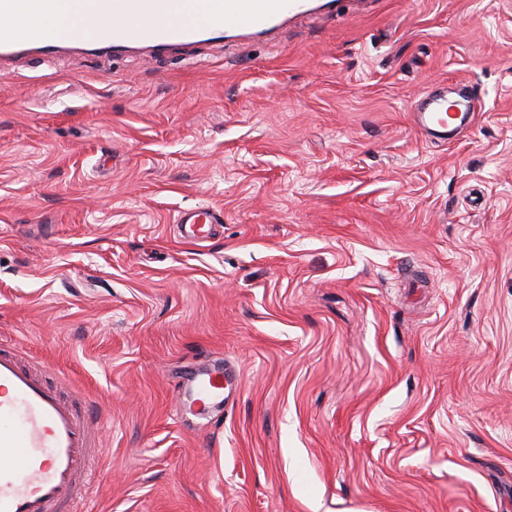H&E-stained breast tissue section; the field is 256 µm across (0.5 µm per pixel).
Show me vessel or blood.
Returning a JSON list of instances; mask_svg holds the SVG:
<instances>
[{
  "label": "vessel or blood",
  "instance_id": "obj_1",
  "mask_svg": "<svg viewBox=\"0 0 512 512\" xmlns=\"http://www.w3.org/2000/svg\"><path fill=\"white\" fill-rule=\"evenodd\" d=\"M53 0H0V14L25 13V31L0 26V57L30 54L49 57L85 46L112 55L135 50L223 40L236 32L267 31L288 17L309 12L314 0H86L89 35L60 29L47 32L42 20ZM457 112L448 99L424 93L413 108V122L428 138L447 142L471 119L477 96L467 85L456 88ZM224 214L204 205L180 212L185 236L207 239ZM224 401V374L210 370L192 379L185 405L203 414ZM99 423L80 397H61L57 388L22 366L16 349L0 346V512H73L87 486L100 473Z\"/></svg>",
  "mask_w": 512,
  "mask_h": 512
}]
</instances>
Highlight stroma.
I'll list each match as a JSON object with an SVG mask.
<instances>
[{"label": "stroma", "instance_id": "35a3bbf8", "mask_svg": "<svg viewBox=\"0 0 512 512\" xmlns=\"http://www.w3.org/2000/svg\"><path fill=\"white\" fill-rule=\"evenodd\" d=\"M0 338L104 421L80 512H512V0L0 62ZM455 88L458 96L456 113H447V97L429 92L424 93L423 99L415 104L412 110L413 122L428 138L442 142L450 141L456 131L472 119L476 110L477 95L466 84L456 85ZM223 221L224 213L209 205L181 211L177 219L185 236L195 240L207 239L211 235L214 225L222 224ZM192 389L185 410L202 415L224 401V373L219 369L205 371L191 380Z\"/></svg>", "mask_w": 512, "mask_h": 512}]
</instances>
